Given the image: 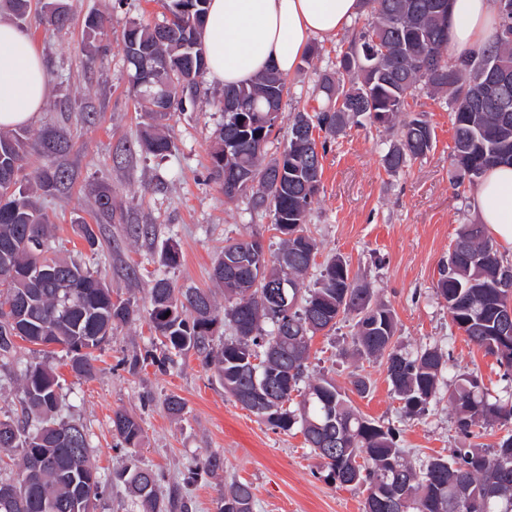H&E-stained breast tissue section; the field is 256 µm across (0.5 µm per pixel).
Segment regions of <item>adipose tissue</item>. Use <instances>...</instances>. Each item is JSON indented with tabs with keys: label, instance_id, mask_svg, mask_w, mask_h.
<instances>
[{
	"label": "adipose tissue",
	"instance_id": "1",
	"mask_svg": "<svg viewBox=\"0 0 512 512\" xmlns=\"http://www.w3.org/2000/svg\"><path fill=\"white\" fill-rule=\"evenodd\" d=\"M362 10L360 0H210L204 28L207 74L232 86L267 68L295 71L310 42L329 40ZM497 0H451L449 53L458 57L490 42ZM48 95L42 57L26 31L0 14V128L34 122ZM489 236L512 250V166L483 175L471 200Z\"/></svg>",
	"mask_w": 512,
	"mask_h": 512
}]
</instances>
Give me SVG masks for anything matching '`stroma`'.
Masks as SVG:
<instances>
[{"mask_svg":"<svg viewBox=\"0 0 512 512\" xmlns=\"http://www.w3.org/2000/svg\"><path fill=\"white\" fill-rule=\"evenodd\" d=\"M70 27L46 31L39 0H32L22 26L40 51L49 76V94L30 133L47 127L67 129L70 148L41 157L29 146L25 167L43 163L67 168L68 188L37 195L38 205L53 222L61 255L86 263L112 289L113 297L148 302L153 279L167 275L175 287L209 289L217 307L224 294L211 271L228 238L260 239L277 249L278 234L268 215L252 211L247 199L226 200L207 173L214 131L222 119L215 105L223 84L204 80L195 110L180 112L167 123L173 148L165 158L142 153L138 141L143 124L136 92L123 52V32L131 24L155 25L163 20L159 0H66ZM106 12L111 20L104 35L88 40L87 16ZM356 16L335 39L317 42L313 59L300 61L288 78L290 93L271 135L277 151L288 132V117L313 111L315 87L322 72L335 70L349 39L363 25ZM99 50L104 65L86 68L89 51ZM434 129L426 157L399 172L387 171L382 154L392 135L368 120L350 125L331 140L322 163V189L315 200L309 228L319 243L316 264L334 254L347 258L353 273L391 305L398 318V343L414 350L436 345L454 367L475 371L484 385L501 390L504 381L494 357L470 342L455 327L435 293L439 269L461 225L476 221L472 191L456 186L450 174L453 145L451 111L444 100L418 98ZM108 190L112 216H96L95 195ZM100 223V245L90 250L78 233L81 223ZM176 247L179 262L164 266V245ZM352 320L336 332L316 334L310 346L309 379L325 376L349 388L351 376L363 372L371 382L367 396L353 405L367 417L393 423L400 445L413 465L446 456L462 438L447 393H440L424 415L409 419L387 379L384 364L342 358L351 344ZM93 379L77 377L61 347L18 341L14 357L0 361V419L22 415L20 378L27 364L51 367L59 382L60 417L83 424L92 446L91 461L107 487L96 512H137L116 473L135 466L163 476V493H178L189 512H219L231 481L251 484L255 512H364L362 490L326 483L319 461L299 430L282 432L243 409L224 393L215 368L193 350L168 354L146 321L118 326L97 353ZM137 367H130L131 359ZM171 395L184 402L180 416L167 414ZM138 416L142 447L116 449L112 431L115 410ZM216 456L221 467L205 469Z\"/></svg>","mask_w":512,"mask_h":512,"instance_id":"stroma-1","label":"stroma"}]
</instances>
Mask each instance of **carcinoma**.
<instances>
[{
    "label": "carcinoma",
    "instance_id": "carcinoma-1",
    "mask_svg": "<svg viewBox=\"0 0 512 512\" xmlns=\"http://www.w3.org/2000/svg\"><path fill=\"white\" fill-rule=\"evenodd\" d=\"M163 23L134 24L123 35L131 82L145 131L142 152L154 157L171 150L170 139L157 132L161 121L183 111L201 94L206 73L204 21L208 0H161ZM371 17L342 52L336 71L318 84L323 105L294 113L282 150L268 156L274 124L257 117L281 112L288 97V77L274 68L248 84L224 88L235 111L224 113L215 130L210 178L224 197L248 198L252 208L271 217L280 234L277 253L268 257L257 239L228 240L213 264V279L224 289V321L234 338L215 351L209 337L219 320L212 295L176 288L157 277L146 310L128 300H112V289L87 266L58 256L50 244L49 218L37 205L30 186L53 193L65 186L69 172L38 166L25 172L22 135L0 133V358L15 352L20 338L34 345H58L70 357L71 370L91 378L94 352L114 327L147 314L155 335L170 349H194L216 366L225 393L283 432L299 428L322 461L325 480L336 482L358 470L356 486L367 496L364 512H385V501L399 499L403 512H468L458 501L465 483L482 512H512V434L497 444H473L474 428L512 423V339L502 342L501 311L512 306V263L498 251L481 224L461 225L436 294L448 307L452 323L471 342L495 357L511 384L507 396L492 395L474 372L456 374L449 393L462 446L448 457L413 466L399 446L395 425L368 418L352 407L335 382L320 377L304 382L310 340L331 332L345 318L355 320L351 354L380 360L404 416L428 411L439 394L449 357L436 345L409 352L397 345L398 320L392 307L375 297L369 284L352 274L340 255L327 259L313 284H305L315 265L317 240L308 229L311 206L321 188L323 155L328 141L359 117L396 132L383 155L384 167L397 172L426 156L434 131L424 112L410 110L420 92L445 94L453 113L454 147L450 166L455 184L477 185L491 165L512 164V18L501 19L496 40L460 57L448 56V0H364ZM49 30L68 24L62 0L42 6ZM108 17L97 13L85 21L87 38L103 33ZM484 60L496 63L497 90L477 81ZM324 133L323 141L315 133ZM47 157L69 147L62 128L38 135ZM250 175L251 185L231 186L224 169ZM242 261L238 272L224 271V253ZM288 280V308L277 310L271 284ZM59 384L41 364L22 374L24 410L38 417L35 427L0 420V448L21 449V476L0 482V512H95L104 483L89 462L90 442L84 426L55 417ZM300 400L293 402L292 394ZM266 397L277 406L254 411L243 394ZM113 432L126 448H137L143 429L136 417L114 412ZM125 487L142 512H188L177 496L161 498L158 475L134 467L122 473ZM254 493L234 482L220 512H253Z\"/></svg>",
    "mask_w": 512,
    "mask_h": 512
}]
</instances>
